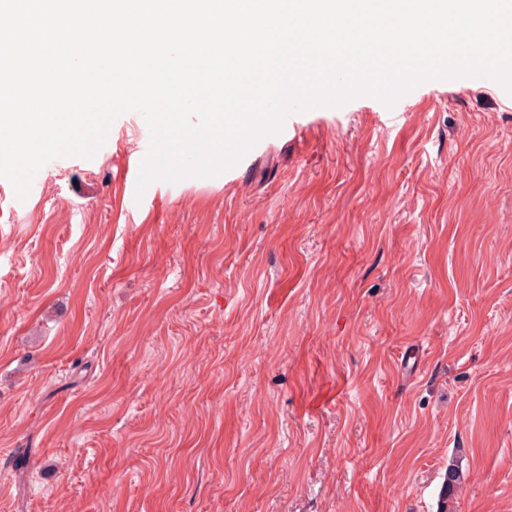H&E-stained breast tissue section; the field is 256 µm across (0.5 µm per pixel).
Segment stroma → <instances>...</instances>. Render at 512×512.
Returning a JSON list of instances; mask_svg holds the SVG:
<instances>
[{"label":"stroma","mask_w":512,"mask_h":512,"mask_svg":"<svg viewBox=\"0 0 512 512\" xmlns=\"http://www.w3.org/2000/svg\"><path fill=\"white\" fill-rule=\"evenodd\" d=\"M149 129L0 179V512H512V92L289 114L138 189Z\"/></svg>","instance_id":"obj_1"}]
</instances>
